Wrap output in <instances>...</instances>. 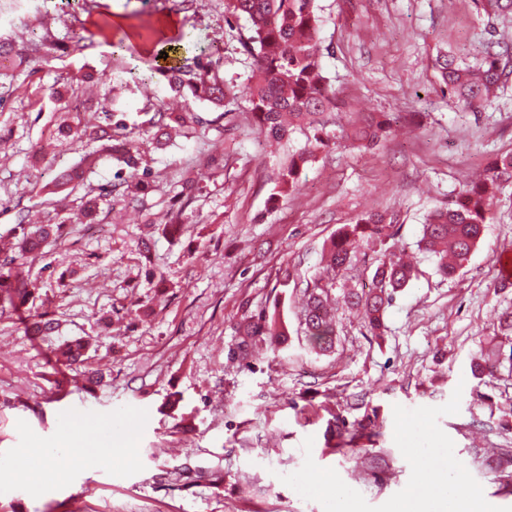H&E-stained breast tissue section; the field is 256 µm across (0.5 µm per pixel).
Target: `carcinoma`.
Returning a JSON list of instances; mask_svg holds the SVG:
<instances>
[{
  "label": "carcinoma",
  "mask_w": 512,
  "mask_h": 512,
  "mask_svg": "<svg viewBox=\"0 0 512 512\" xmlns=\"http://www.w3.org/2000/svg\"><path fill=\"white\" fill-rule=\"evenodd\" d=\"M226 12L237 19L244 18L246 27L239 32V42L252 60V82L247 87V102L258 134L267 141L281 142L294 132L306 138L305 145L295 151L288 164L279 172L283 191L298 183L302 168L312 162L315 152L330 144L328 126L336 123L338 98L332 91L322 65L324 48L320 40L321 20L317 0H226ZM137 35L156 45L175 44L181 50L172 66H159L153 72L164 77L175 94L207 101L214 108H224V101L235 100V87L224 83L223 56L212 46L201 47L184 32L163 38L150 23L137 25ZM127 35L112 42V59L117 67L103 70L96 80L105 84L112 76L127 69L126 54L135 48L126 44ZM43 43L31 38L21 43L12 38L0 39V78L43 58ZM440 76L452 103L466 110H476L497 95L508 79L500 55L489 52L477 66L460 64L453 55L439 61ZM101 114L76 123L65 121L59 135L72 144L87 146L96 142L111 143L112 153L123 164L114 178L117 183L108 187L90 188L81 197V207L87 223H96L100 202L118 187L128 195L145 191L147 181H128L127 168H137L139 147L133 140H118L112 131L123 127L109 100L101 101ZM394 117L389 112H368L361 115L346 138L365 148L378 144L390 131ZM210 125L199 113L188 108L169 112L163 105L156 107L154 121L144 136L164 146L172 132H195ZM82 168L64 172L54 179L57 188L83 184ZM512 185V151L493 158L486 166L484 179L467 186L459 197L439 206L426 217L419 247L439 256V272L454 278L468 262L481 238L484 225L491 223L492 200L489 187ZM66 224H26L19 218L13 228L14 242L7 250L0 249V315L18 312L32 297L29 283L15 275L13 269L41 257L50 243L62 238ZM395 224L383 214L368 213L355 223L338 230L323 251L326 269L335 273L346 271L358 260L360 251L370 250L394 236ZM372 283L368 292L349 290L343 302L362 311L369 331L383 327V316L395 296L413 279L415 272L403 259L380 253L374 257ZM303 325L313 349L330 352L335 347L336 323L332 304L336 302L333 283L319 276L307 283L304 292ZM21 324L32 336L49 335L58 323L48 313L29 314ZM240 336L237 349L245 358L253 340L267 337L272 351H279L288 342V330L279 324L276 314L261 309L244 317L236 328ZM89 349V341L76 339L60 345L54 352L55 363L72 366L80 364ZM506 368L512 372V308L501 310L498 334L488 338L481 348V362L474 365L477 378L494 377Z\"/></svg>",
  "instance_id": "carcinoma-1"
}]
</instances>
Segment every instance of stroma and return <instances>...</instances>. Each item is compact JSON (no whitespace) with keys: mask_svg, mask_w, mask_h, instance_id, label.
I'll return each instance as SVG.
<instances>
[{"mask_svg":"<svg viewBox=\"0 0 512 512\" xmlns=\"http://www.w3.org/2000/svg\"><path fill=\"white\" fill-rule=\"evenodd\" d=\"M322 63L342 105L341 124L365 112H391L390 134L372 150L337 141L319 150L295 189L276 179L290 143L269 144L250 130L244 99L205 136L178 135L163 147L140 145L150 190L133 200L115 191L97 216L102 229L72 224L31 264L38 288L31 309L53 312L57 334L28 336L18 319L0 321V463L29 449L36 472L53 463L66 483L31 496L24 480L0 493V512H323L285 485L305 457L335 469L373 506L402 490L410 466L394 441V405L440 406L461 389L459 413L439 418L456 457L491 505L512 507V378L477 382L471 363L493 335L498 311L512 303L500 289L499 254L512 252V185L494 199L495 220L460 275L443 279L435 255L419 251L425 214L448 203L498 153L512 150V81L474 112L448 100L435 66L453 54L476 64L502 36L512 13L474 0H318ZM176 17L203 46L223 51L226 83L246 89L251 61L225 21L224 0H0V35L29 29L47 36L46 60L0 86V236L19 212L46 219L61 196L52 180L93 162L91 186L111 184L117 162L99 145L72 148L57 128L56 96H70L75 73L112 60L98 23ZM128 133L147 129L153 112L140 90L99 86ZM194 198L183 231L163 234L184 182ZM393 215L398 231L385 247L414 253L417 279L371 335L357 313L338 308L336 350L310 351L300 335L301 298L322 272L324 243L369 212ZM150 242L142 251L141 239ZM277 310L291 346L284 357L253 349L236 357V326L258 309ZM84 337L83 364L59 366L51 350ZM102 369L106 383L85 381ZM177 407H169L171 395ZM372 418L374 436L326 440L333 415ZM89 417L135 431V459L87 470L65 454L46 460L60 427ZM313 437L311 453L302 444ZM220 472L223 486L211 475Z\"/></svg>","mask_w":512,"mask_h":512,"instance_id":"obj_1","label":"stroma"}]
</instances>
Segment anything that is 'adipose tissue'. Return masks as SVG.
Returning <instances> with one entry per match:
<instances>
[{"mask_svg":"<svg viewBox=\"0 0 512 512\" xmlns=\"http://www.w3.org/2000/svg\"><path fill=\"white\" fill-rule=\"evenodd\" d=\"M58 448L84 467H101L117 454L133 458L134 432L130 425L123 424L101 438L87 432L79 423L68 422L59 431Z\"/></svg>","mask_w":512,"mask_h":512,"instance_id":"adipose-tissue-1","label":"adipose tissue"}]
</instances>
